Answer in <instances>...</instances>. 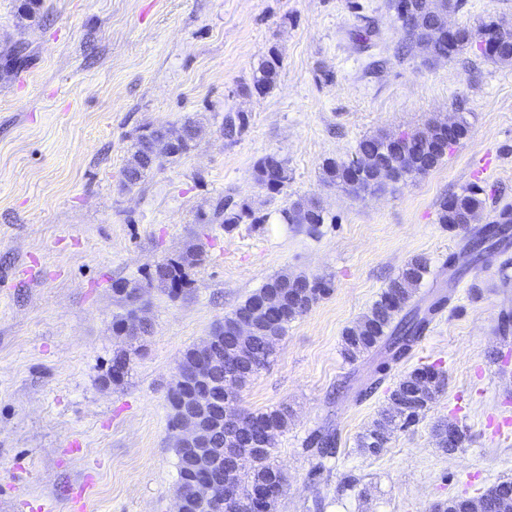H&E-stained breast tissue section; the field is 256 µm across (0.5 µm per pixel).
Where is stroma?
Instances as JSON below:
<instances>
[{
  "instance_id": "35a3bbf8",
  "label": "stroma",
  "mask_w": 512,
  "mask_h": 512,
  "mask_svg": "<svg viewBox=\"0 0 512 512\" xmlns=\"http://www.w3.org/2000/svg\"><path fill=\"white\" fill-rule=\"evenodd\" d=\"M45 18L19 28V0H0V56L24 41L27 65L0 73V512H173L177 457L168 390L186 349L199 345L271 276L321 277L328 294L289 324L270 364L239 393L242 408L288 406L273 449L286 476L276 512H430L512 480V249L471 262L467 232L437 224L440 200L471 184L495 207L512 205V65L467 52L431 60L395 51L403 33L388 0H42ZM452 24L512 25V0H463ZM372 43L355 40L362 27ZM283 68L267 95H244L270 48ZM249 123L225 139L226 115ZM465 114L470 134L425 176L354 197L320 180L324 159L358 141ZM202 122L186 156L124 190L122 169L140 127ZM275 154L289 181L254 180ZM492 164H484V157ZM230 197L264 224L224 229L196 216ZM312 199L327 219L317 235L278 220ZM201 244L192 288L143 298L148 334L112 330L125 309L118 280H146L157 262ZM461 273L449 282L444 262ZM425 257L416 300L452 287V301L406 362L357 399L377 362L341 351L404 263ZM130 356L105 383L114 354ZM436 365L447 386L418 422L377 456L359 436L406 373ZM452 420L469 440L454 454L433 428ZM333 430L337 453L309 472L313 435ZM254 178L260 187L272 192L279 191L288 183V166L279 156L268 154L257 161Z\"/></svg>"
}]
</instances>
